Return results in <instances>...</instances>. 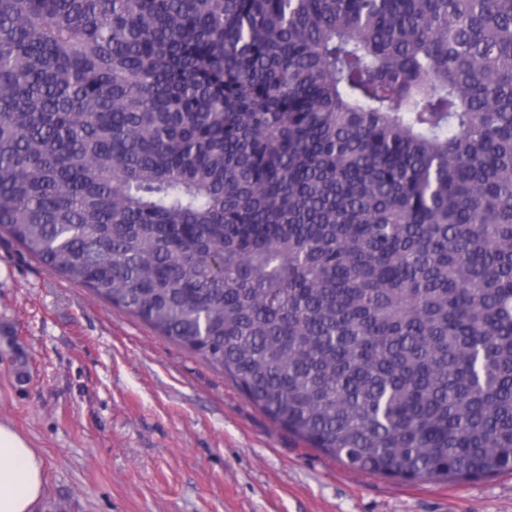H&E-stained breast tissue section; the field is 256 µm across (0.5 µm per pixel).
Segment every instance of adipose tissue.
<instances>
[{"label": "adipose tissue", "mask_w": 512, "mask_h": 512, "mask_svg": "<svg viewBox=\"0 0 512 512\" xmlns=\"http://www.w3.org/2000/svg\"><path fill=\"white\" fill-rule=\"evenodd\" d=\"M44 484L41 458L20 434L0 424V512H34Z\"/></svg>", "instance_id": "adipose-tissue-1"}]
</instances>
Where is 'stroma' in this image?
Segmentation results:
<instances>
[{
	"mask_svg": "<svg viewBox=\"0 0 512 512\" xmlns=\"http://www.w3.org/2000/svg\"><path fill=\"white\" fill-rule=\"evenodd\" d=\"M0 423L43 462L39 512H512V472L406 483L294 441L1 231Z\"/></svg>",
	"mask_w": 512,
	"mask_h": 512,
	"instance_id": "1",
	"label": "stroma"
}]
</instances>
